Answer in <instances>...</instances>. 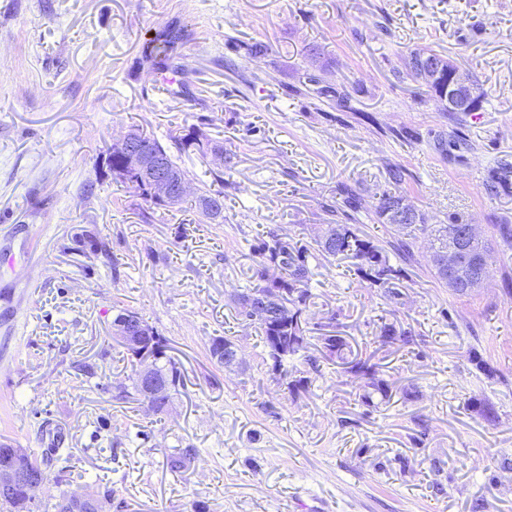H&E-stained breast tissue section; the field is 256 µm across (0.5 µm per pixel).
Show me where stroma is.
Wrapping results in <instances>:
<instances>
[{"label": "stroma", "mask_w": 512, "mask_h": 512, "mask_svg": "<svg viewBox=\"0 0 512 512\" xmlns=\"http://www.w3.org/2000/svg\"><path fill=\"white\" fill-rule=\"evenodd\" d=\"M190 37L171 87L144 56L170 23ZM268 44L248 59L247 44ZM319 47L321 62L308 50ZM428 47L477 80L479 111L446 112L404 59ZM351 106L313 98L307 73ZM137 125L159 140L197 127L232 157L224 221L156 208L107 175ZM512 157V0H0V445L69 449L34 512L85 486L106 512H512V189L485 196ZM427 223L457 215L492 243L483 287L434 276L432 239L359 214L400 269V296L354 261L313 252L306 356L276 375L238 314L269 231L312 247L336 187L373 200L385 167ZM102 242L91 250L88 241ZM123 310L161 336L179 371L154 413L112 336ZM415 340L381 345V328ZM344 337L389 398L323 355ZM231 338L240 361L212 360ZM484 367H477V360ZM492 409L476 410V403ZM197 454L182 471L167 457ZM511 185L512 162L507 159L498 160L483 181L484 192L491 199L499 197Z\"/></svg>", "instance_id": "stroma-1"}]
</instances>
